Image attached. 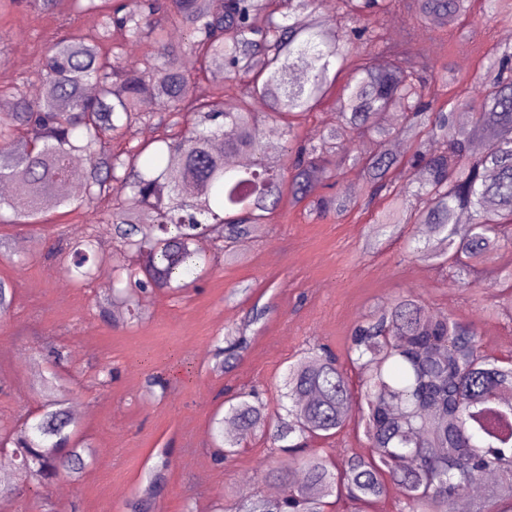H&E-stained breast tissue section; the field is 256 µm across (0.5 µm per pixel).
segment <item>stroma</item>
<instances>
[{"label": "stroma", "instance_id": "stroma-1", "mask_svg": "<svg viewBox=\"0 0 512 512\" xmlns=\"http://www.w3.org/2000/svg\"><path fill=\"white\" fill-rule=\"evenodd\" d=\"M390 46L417 40L425 61L448 65L472 98L481 92L480 70L494 47L504 45L500 22L474 6L463 33L454 37L410 28L396 6L380 21ZM69 25L67 6L39 12L23 6L0 8V74L9 84L26 81L44 47ZM384 200L356 206L345 216L319 218L304 205H284L253 228L235 260L212 247V262L195 284L177 293L143 298L141 320L126 314L103 320L96 300L112 285V256L119 250L108 225H89L84 210L46 214L32 229L0 223V237L16 251L0 261V279L16 290L14 306L0 319V436L21 415L38 414L37 389L47 378L64 387L67 405H81L77 432L93 448L79 478L58 476L34 484L23 497L0 495L10 512H129L161 452L171 464L154 512H235L241 495H270L266 469L285 462L263 436L248 437L236 455L214 463L212 417L237 392L257 389L270 412L282 404L279 386L289 363L315 345L328 346L346 361L357 323L400 296L414 295L430 312L474 324L483 350L512 357V310L490 313L499 276L512 271V246L494 253L461 285L453 271L406 254L404 235L374 236ZM93 227L108 259L92 282L67 281L49 253L57 230ZM264 309L254 320L255 309ZM243 330L247 347L233 366L217 371L214 345L227 331ZM71 353L58 375L38 355L43 339ZM161 382L149 386L151 377Z\"/></svg>", "mask_w": 512, "mask_h": 512}]
</instances>
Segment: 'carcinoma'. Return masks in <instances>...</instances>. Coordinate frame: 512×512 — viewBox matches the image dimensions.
<instances>
[{
    "mask_svg": "<svg viewBox=\"0 0 512 512\" xmlns=\"http://www.w3.org/2000/svg\"><path fill=\"white\" fill-rule=\"evenodd\" d=\"M394 0H339L335 25L326 26L320 8L327 0H69L78 16L97 18L95 33L74 28L39 57L28 85L0 86V182L12 191L0 196V211L14 224L38 225L50 211H98L113 186L126 196L102 213L122 258L112 265V288L99 312L125 310L141 317L148 292L185 287L184 273L210 261L208 247L223 241L224 258L257 224L280 210L283 198L306 200L318 178L350 162L361 168L369 199L392 194L378 220L381 232L398 234L403 224H427L430 236L415 242L411 256L449 265L466 284L490 254L512 244V47L492 52L476 103L465 92L435 106V85L447 75L419 60L416 52L387 47L382 29L368 17L391 11ZM409 21L453 34L467 19L471 0H410ZM491 19H512V0H483ZM264 14L267 23L255 25ZM384 48L376 64L358 45ZM193 53L199 71L222 70L229 83L218 93L189 97L190 75L182 67ZM351 73L336 97V124L318 142L298 139L300 120L336 87L341 69ZM152 100L156 111L142 110ZM265 106L258 112L255 103ZM391 109L401 121L387 128L378 116ZM460 112L470 124L457 122ZM180 127L164 147L147 157L150 144L122 152L112 138L158 114ZM278 122L282 136L266 140L263 124ZM367 135L370 147L353 148ZM417 143L410 158L390 150L394 137ZM475 136L488 140L471 155ZM437 143L426 148V140ZM242 152L251 164L231 167L224 153ZM85 161L81 195L57 192L71 163ZM411 167L417 185L397 186ZM356 198L346 191L323 197L313 214L345 215ZM66 247L61 270L72 283L95 278L106 259L98 236L89 231L61 234ZM14 290L0 280V318L9 314ZM228 367L246 348V339L224 337ZM352 364L364 375L360 393L351 388L336 357L320 348L288 365L283 397L289 405L272 416L254 392H243L224 416L213 419L215 457L221 461L252 434L268 436L290 463L265 478L288 484L280 497L245 495L235 512H328L331 496L364 506L381 498L387 481L400 484L401 512H452L483 475L498 480L473 499L471 512H512V360L485 353L475 325L436 317L412 295L400 296L380 314L359 323L351 337ZM64 348L48 341L45 363L65 359ZM363 425L371 454L334 458L314 440L336 436L352 419ZM76 420L64 400L49 395L34 421L24 418L6 443L20 482L44 481L65 471L77 477L92 449L69 427ZM169 461L151 471L132 512H152Z\"/></svg>",
    "mask_w": 512,
    "mask_h": 512,
    "instance_id": "1",
    "label": "carcinoma"
}]
</instances>
